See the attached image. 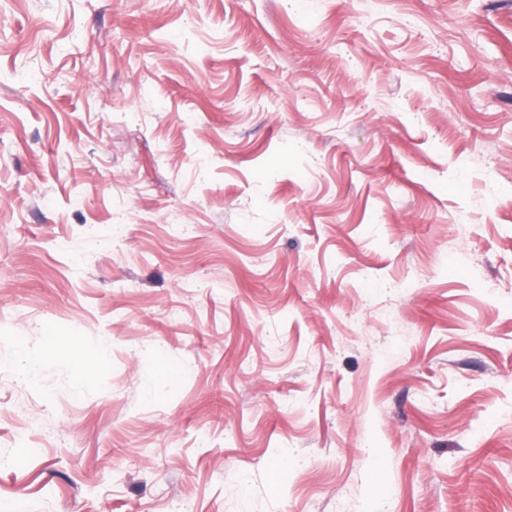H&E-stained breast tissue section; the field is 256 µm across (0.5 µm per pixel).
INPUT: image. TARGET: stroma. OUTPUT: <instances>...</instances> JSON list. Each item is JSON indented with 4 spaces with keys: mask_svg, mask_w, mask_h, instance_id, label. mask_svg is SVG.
<instances>
[{
    "mask_svg": "<svg viewBox=\"0 0 512 512\" xmlns=\"http://www.w3.org/2000/svg\"><path fill=\"white\" fill-rule=\"evenodd\" d=\"M177 504L512 512V0H0V512Z\"/></svg>",
    "mask_w": 512,
    "mask_h": 512,
    "instance_id": "35a3bbf8",
    "label": "stroma"
}]
</instances>
